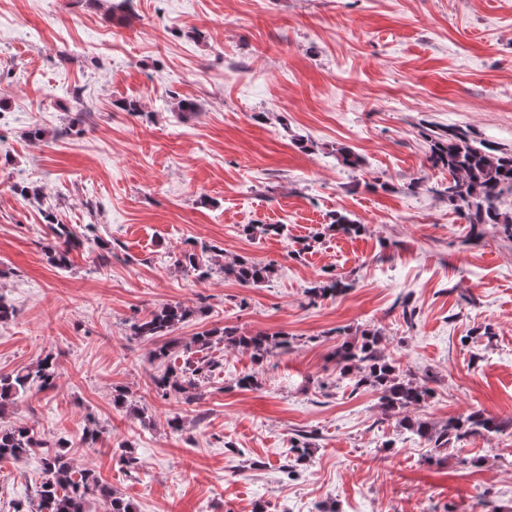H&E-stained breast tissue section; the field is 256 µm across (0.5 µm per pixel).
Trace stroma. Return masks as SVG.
Instances as JSON below:
<instances>
[{"label": "stroma", "instance_id": "stroma-1", "mask_svg": "<svg viewBox=\"0 0 512 512\" xmlns=\"http://www.w3.org/2000/svg\"><path fill=\"white\" fill-rule=\"evenodd\" d=\"M181 99L199 112H176ZM449 126L512 148V0H131L123 20L112 0H0V296L15 309L0 375L49 353L60 373L0 424L68 440L73 466L136 512H512V428L432 453L375 392L339 381L333 358L342 338L378 331L432 392L412 416L512 420V240L472 239L437 195L448 173L423 133ZM339 145L364 169L338 165ZM22 182L37 199L14 193ZM48 210L92 236L65 269L46 256ZM333 211L363 232L327 230ZM247 224L288 233L253 239ZM203 243L275 272L249 287L198 279L179 259ZM330 273L349 290L310 300ZM176 302L197 311L181 341L234 326L292 348L258 364L215 346L201 398L162 399L154 343L130 327ZM247 374L258 387H238ZM303 434L311 457L287 476ZM41 457L0 460V512H33Z\"/></svg>", "mask_w": 512, "mask_h": 512}]
</instances>
